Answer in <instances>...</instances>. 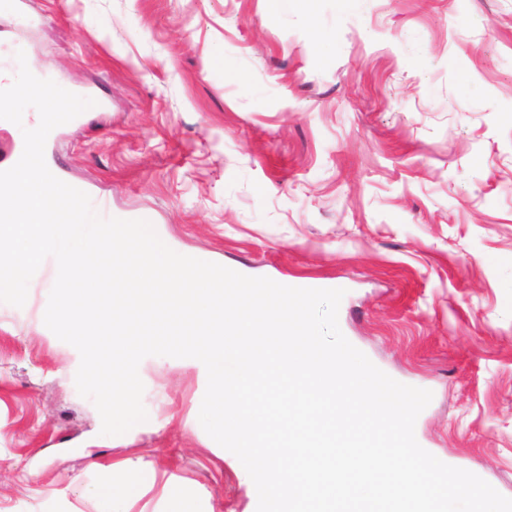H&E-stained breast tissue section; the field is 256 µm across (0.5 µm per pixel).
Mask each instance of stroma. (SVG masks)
Instances as JSON below:
<instances>
[{"instance_id":"35a3bbf8","label":"stroma","mask_w":512,"mask_h":512,"mask_svg":"<svg viewBox=\"0 0 512 512\" xmlns=\"http://www.w3.org/2000/svg\"><path fill=\"white\" fill-rule=\"evenodd\" d=\"M20 50L99 103L49 134L57 178L180 254L345 281L346 339L433 393L420 446L512 498V0H16ZM41 303L0 306V512L132 483L133 512H256L197 360L144 358L147 421L101 435Z\"/></svg>"}]
</instances>
